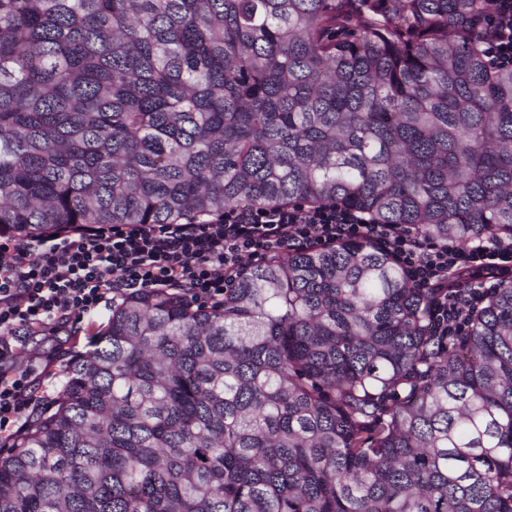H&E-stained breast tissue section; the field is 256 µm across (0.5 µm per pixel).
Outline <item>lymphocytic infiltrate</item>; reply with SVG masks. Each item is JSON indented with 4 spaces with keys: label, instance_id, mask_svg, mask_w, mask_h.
I'll list each match as a JSON object with an SVG mask.
<instances>
[{
    "label": "lymphocytic infiltrate",
    "instance_id": "1",
    "mask_svg": "<svg viewBox=\"0 0 512 512\" xmlns=\"http://www.w3.org/2000/svg\"><path fill=\"white\" fill-rule=\"evenodd\" d=\"M476 46L491 63H512V0H495ZM341 240L388 252L413 287L429 293L437 336L467 335L487 295L512 281V239L433 241L340 205L238 207L180 224H84L40 240L0 233V445L50 401L27 361L26 337L58 335L119 296L176 288L189 302L220 304L244 260Z\"/></svg>",
    "mask_w": 512,
    "mask_h": 512
}]
</instances>
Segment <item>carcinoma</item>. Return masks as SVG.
I'll list each match as a JSON object with an SVG mask.
<instances>
[{
    "mask_svg": "<svg viewBox=\"0 0 512 512\" xmlns=\"http://www.w3.org/2000/svg\"><path fill=\"white\" fill-rule=\"evenodd\" d=\"M494 0H0V232L337 204L512 237ZM386 251L119 298L0 455V512H512V282L465 336Z\"/></svg>",
    "mask_w": 512,
    "mask_h": 512,
    "instance_id": "carcinoma-1",
    "label": "carcinoma"
}]
</instances>
